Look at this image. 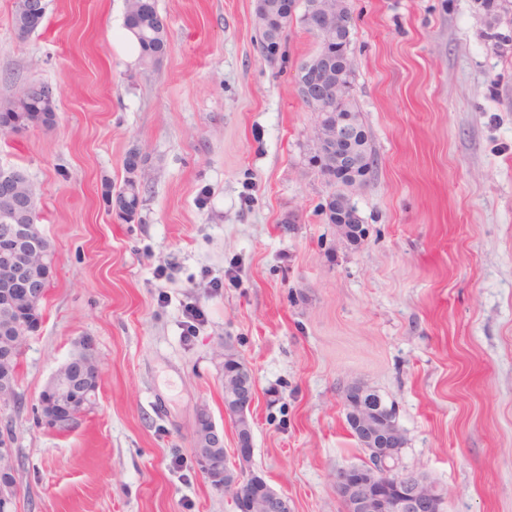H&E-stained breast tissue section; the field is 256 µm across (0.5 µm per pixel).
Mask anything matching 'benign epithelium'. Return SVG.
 <instances>
[{
  "label": "benign epithelium",
  "mask_w": 512,
  "mask_h": 512,
  "mask_svg": "<svg viewBox=\"0 0 512 512\" xmlns=\"http://www.w3.org/2000/svg\"><path fill=\"white\" fill-rule=\"evenodd\" d=\"M343 0H311L307 3L309 26L322 38L320 49L295 77L294 85L308 108L322 110L313 129L316 145L314 163L327 181L336 187V198H328L325 211L349 206L352 195L370 178V171L359 167L349 153L359 129L344 112H326L330 98L345 92V74L353 69L343 42L350 33V21L341 19ZM23 181L13 169L0 170V199L12 205L17 222L0 224V296L5 313L0 315L5 328L20 325L16 335L0 345V403L20 401L17 378L9 369L15 348L26 343L40 324L38 310L45 297L53 261L48 249L32 244L24 254L18 248L31 240L33 215L31 192L22 191ZM95 363L94 347L83 342L80 349L60 366L38 398V422L56 432L68 431L92 406L98 391L97 381L83 380L81 373ZM255 380L241 362L224 365V414L230 418L237 438V456L246 462L252 454V425L248 417L255 399ZM367 387L353 384L343 392L346 414L362 442L368 458L362 466L340 471L337 479L343 512H438L439 495L418 477L387 478L393 452L405 442L403 431L381 418L378 410L367 407ZM196 462L204 477L215 487L238 493L239 512H291L288 498L274 490L266 480L239 467L224 464V431L219 429L209 410L196 414ZM17 492L16 466L11 440L0 434V512H13Z\"/></svg>",
  "instance_id": "1"
}]
</instances>
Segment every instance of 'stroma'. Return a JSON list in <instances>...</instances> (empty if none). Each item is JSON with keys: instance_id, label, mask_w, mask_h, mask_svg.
<instances>
[{"instance_id": "35a3bbf8", "label": "stroma", "mask_w": 512, "mask_h": 512, "mask_svg": "<svg viewBox=\"0 0 512 512\" xmlns=\"http://www.w3.org/2000/svg\"><path fill=\"white\" fill-rule=\"evenodd\" d=\"M0 0V103L52 87V128L0 139L24 172L54 267L22 349L15 512H237L194 457L207 406L238 467L222 354L255 378L249 467L292 512H342L366 454L345 419L359 382L395 407V465L443 512H512V0H349L353 97L377 166L342 240L294 89L316 44L292 24L257 53L256 0H155L169 49L144 63L126 0H47L19 39ZM139 152L142 203L102 197ZM199 317H192V310ZM97 403L65 433L35 407L78 340Z\"/></svg>"}]
</instances>
